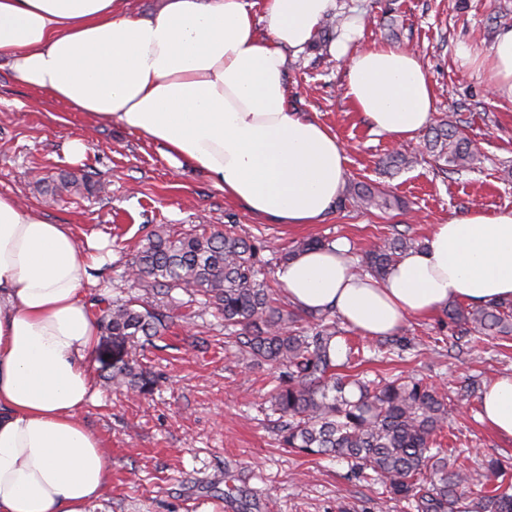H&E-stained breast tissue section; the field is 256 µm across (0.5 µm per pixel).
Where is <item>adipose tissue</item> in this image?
Returning a JSON list of instances; mask_svg holds the SVG:
<instances>
[{
  "label": "adipose tissue",
  "mask_w": 512,
  "mask_h": 512,
  "mask_svg": "<svg viewBox=\"0 0 512 512\" xmlns=\"http://www.w3.org/2000/svg\"><path fill=\"white\" fill-rule=\"evenodd\" d=\"M336 0H166L153 16L119 0H0V57L18 81L91 118L131 128L176 168L209 175L225 196L277 224H318L345 183L346 150L289 104L286 54L313 40ZM485 68L512 102V29ZM343 96L396 141L431 120L419 57L389 45L354 53ZM104 259L71 227L0 194V512H87L107 488L105 441L80 418L97 394L90 366L99 322L84 302ZM347 246L311 249L277 272L289 301L336 311L363 335L387 336L449 302L512 299V212L470 211L432 225L381 280L351 272ZM482 422L512 440V375L486 386Z\"/></svg>",
  "instance_id": "obj_1"
}]
</instances>
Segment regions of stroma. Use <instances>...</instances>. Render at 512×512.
Segmentation results:
<instances>
[{
    "label": "stroma",
    "mask_w": 512,
    "mask_h": 512,
    "mask_svg": "<svg viewBox=\"0 0 512 512\" xmlns=\"http://www.w3.org/2000/svg\"><path fill=\"white\" fill-rule=\"evenodd\" d=\"M336 12L364 21L354 50L388 44L419 56L434 90L433 119L460 122L481 148L474 169L438 168L419 133L405 142L417 164L383 171L379 161L393 142L344 100L345 58L310 47L287 61L291 107L337 134L348 156L347 181L383 188L397 204L385 211L336 209L319 224H272L225 198L204 173L174 169L138 132L29 89L0 58V194L16 197L48 223L72 225L78 240L107 244L112 261L94 271L89 305L132 297L165 305L129 277L137 250L160 227L177 233L198 224L219 230L236 224L268 260L308 238L346 241L355 257L377 237L403 230L425 240L432 225L473 209L512 212V181L503 179L504 166H512V103L496 99L484 75L461 69L457 59L463 46L488 53L495 35L512 28V0H338ZM74 140L86 146L77 162L67 154ZM64 171L91 174L105 193L48 202L46 184ZM179 299L163 337L135 350L162 377L152 394L105 387L112 339L99 338L92 358L99 394L80 416L105 438L111 478L88 512H403L379 486L348 478L343 460L281 447L275 424L261 410L272 369L250 368L225 347L224 322L214 309L184 293ZM446 321L441 312L408 319L399 333L413 347L391 362L375 360L378 338L353 332L366 358L359 372L370 379L378 373L421 379L450 397L467 383L512 374V336L482 337L461 354L448 342ZM479 399L472 392L449 419L444 446L476 471L499 458L512 483V440L480 422Z\"/></svg>",
    "instance_id": "1"
}]
</instances>
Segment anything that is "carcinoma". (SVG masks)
Returning a JSON list of instances; mask_svg holds the SVG:
<instances>
[{
	"mask_svg": "<svg viewBox=\"0 0 512 512\" xmlns=\"http://www.w3.org/2000/svg\"><path fill=\"white\" fill-rule=\"evenodd\" d=\"M426 150L456 171L474 168L480 157L471 139L448 121L432 128ZM413 163L414 157L400 150L386 158L396 169ZM74 189L92 193L100 187L88 176L77 179L67 172L46 186L56 196ZM347 202L365 210L390 205L384 192L366 184L340 196L338 206ZM235 228L153 235L134 258L132 266L141 275L133 281L168 299L177 289L205 297V304L224 318V345L245 353L252 366L279 370L267 403L281 422L282 447L306 455H338L348 463L347 477L380 485L389 499L406 503L412 512H512L500 460H486L474 475L441 448L439 437L452 411L448 398L419 380H370L343 373L354 351L336 328L335 314L279 305L276 295L283 285L268 277L272 261L262 258V246ZM324 245L319 239L296 242L275 262ZM418 248L416 239L398 232L362 252L357 269L381 278L406 252ZM445 314L459 332L456 348L472 331L512 335V301L476 307L450 303ZM166 318L160 311L136 308L132 300L99 309L101 328L112 337L108 381L143 395L154 391L158 377L128 357V348L160 337ZM340 339L346 347L342 363L335 352Z\"/></svg>",
	"mask_w": 512,
	"mask_h": 512,
	"instance_id": "1",
	"label": "carcinoma"
}]
</instances>
